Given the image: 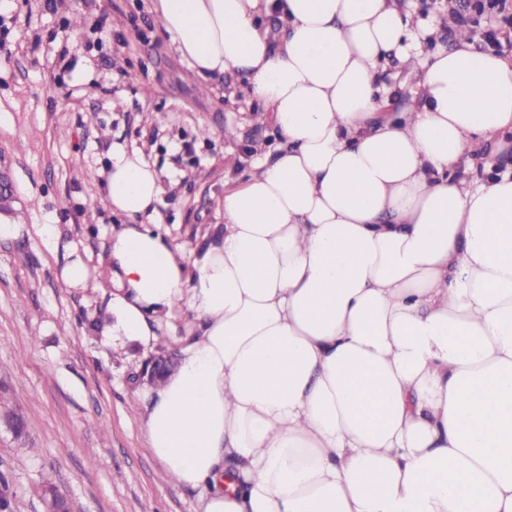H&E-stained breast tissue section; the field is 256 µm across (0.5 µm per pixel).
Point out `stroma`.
Masks as SVG:
<instances>
[{
  "label": "stroma",
  "instance_id": "obj_1",
  "mask_svg": "<svg viewBox=\"0 0 512 512\" xmlns=\"http://www.w3.org/2000/svg\"><path fill=\"white\" fill-rule=\"evenodd\" d=\"M415 4L434 31L423 50L452 48L448 0ZM0 16L12 43L0 58V171L22 225L0 239V382L26 423L22 439L0 427L13 512H42L45 475L73 512H200L202 489L164 481L149 449L137 407L150 387L134 381L147 350L98 334L106 298L62 272L78 262L93 279L107 260L117 219L97 172L113 142L161 170L159 229L190 251L223 223L225 188L275 145L274 125L256 121L243 74L201 88L147 0H8ZM228 127L237 138L225 140Z\"/></svg>",
  "mask_w": 512,
  "mask_h": 512
}]
</instances>
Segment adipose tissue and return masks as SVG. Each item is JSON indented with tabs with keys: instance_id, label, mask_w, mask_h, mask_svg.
I'll list each match as a JSON object with an SVG mask.
<instances>
[{
	"instance_id": "obj_1",
	"label": "adipose tissue",
	"mask_w": 512,
	"mask_h": 512,
	"mask_svg": "<svg viewBox=\"0 0 512 512\" xmlns=\"http://www.w3.org/2000/svg\"><path fill=\"white\" fill-rule=\"evenodd\" d=\"M200 84L242 72L279 143L192 253L161 173L113 142L105 335L197 322L141 415L203 512H512V51L435 45L420 109L383 75L430 37L414 0H151Z\"/></svg>"
}]
</instances>
